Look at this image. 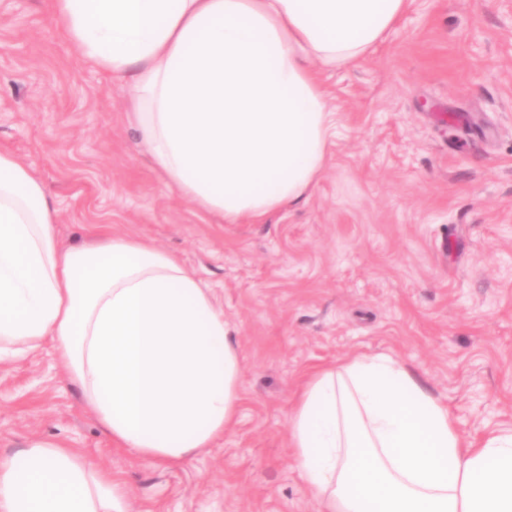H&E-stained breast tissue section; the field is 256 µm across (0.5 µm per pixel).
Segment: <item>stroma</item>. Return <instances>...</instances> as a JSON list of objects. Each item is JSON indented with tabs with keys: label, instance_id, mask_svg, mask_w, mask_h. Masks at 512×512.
<instances>
[{
	"label": "stroma",
	"instance_id": "stroma-1",
	"mask_svg": "<svg viewBox=\"0 0 512 512\" xmlns=\"http://www.w3.org/2000/svg\"><path fill=\"white\" fill-rule=\"evenodd\" d=\"M336 113L300 203L226 224L168 188L130 89L86 63L46 0H0V149L58 208L61 247L153 241L212 289L241 359L240 419L181 465L116 448L51 345L0 361V455L63 442L131 512H317L288 450L304 374L398 359L479 439L512 428V0H412L372 56L323 71Z\"/></svg>",
	"mask_w": 512,
	"mask_h": 512
}]
</instances>
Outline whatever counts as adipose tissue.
Here are the masks:
<instances>
[{
  "label": "adipose tissue",
  "instance_id": "adipose-tissue-1",
  "mask_svg": "<svg viewBox=\"0 0 512 512\" xmlns=\"http://www.w3.org/2000/svg\"><path fill=\"white\" fill-rule=\"evenodd\" d=\"M409 0H51L87 62L130 79L137 143L166 184L241 224L300 201L334 128L318 73L381 45ZM43 183L0 151V359L51 343L113 445L204 453L239 422L224 312L144 238L61 248ZM288 448L322 512H512V429L478 442L388 355L308 373ZM0 512H130L121 481L57 441L0 457Z\"/></svg>",
  "mask_w": 512,
  "mask_h": 512
}]
</instances>
